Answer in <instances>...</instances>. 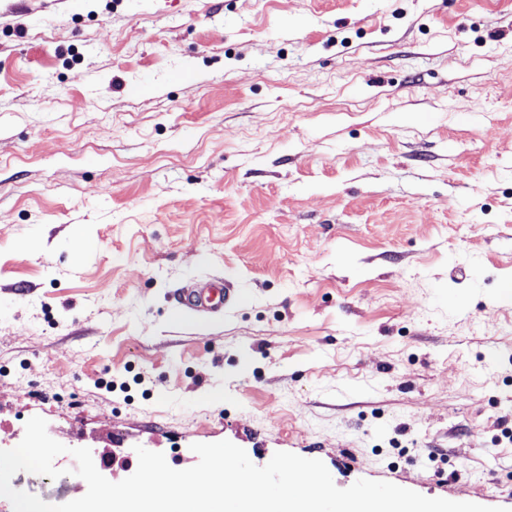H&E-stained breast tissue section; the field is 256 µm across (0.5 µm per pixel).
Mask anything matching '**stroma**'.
Masks as SVG:
<instances>
[{
	"instance_id": "35a3bbf8",
	"label": "stroma",
	"mask_w": 512,
	"mask_h": 512,
	"mask_svg": "<svg viewBox=\"0 0 512 512\" xmlns=\"http://www.w3.org/2000/svg\"><path fill=\"white\" fill-rule=\"evenodd\" d=\"M35 416L113 482L228 440L512 512V0H0V449ZM235 289L222 279H209L182 288L177 297L178 306L198 313H215L230 307Z\"/></svg>"
}]
</instances>
